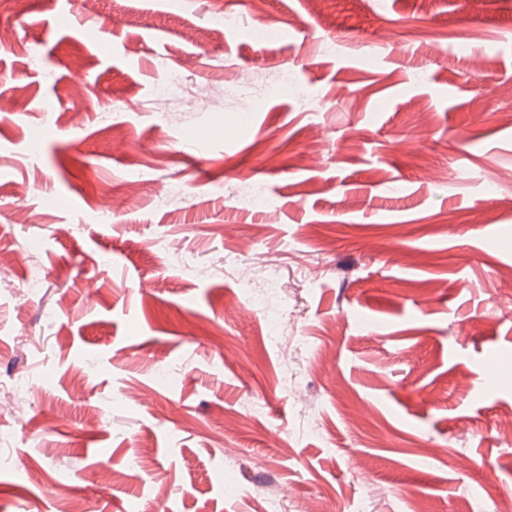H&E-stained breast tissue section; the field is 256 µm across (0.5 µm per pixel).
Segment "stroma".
<instances>
[{
	"label": "stroma",
	"instance_id": "1",
	"mask_svg": "<svg viewBox=\"0 0 512 512\" xmlns=\"http://www.w3.org/2000/svg\"><path fill=\"white\" fill-rule=\"evenodd\" d=\"M61 13L77 26L54 28ZM219 13L239 24L216 39ZM1 29L0 251L17 266L0 385L29 382L23 419L0 415L5 512L512 497V0H14ZM281 70L292 90L268 95ZM173 71L227 92L158 101ZM76 84L95 111H70ZM206 134L222 140L188 154ZM235 254L290 281L302 386L237 298Z\"/></svg>",
	"mask_w": 512,
	"mask_h": 512
}]
</instances>
